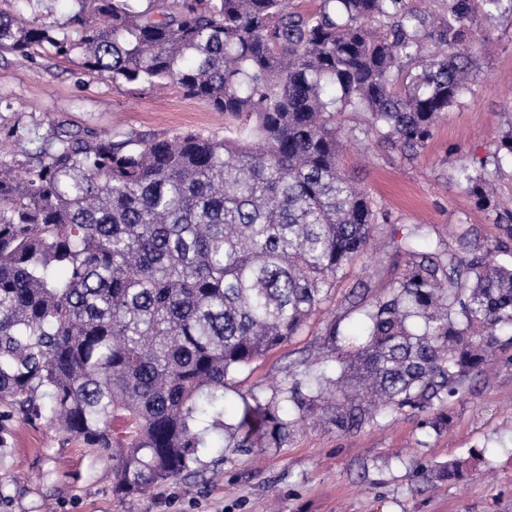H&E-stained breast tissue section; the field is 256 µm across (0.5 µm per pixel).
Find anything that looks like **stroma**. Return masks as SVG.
Instances as JSON below:
<instances>
[{"label":"stroma","instance_id":"obj_1","mask_svg":"<svg viewBox=\"0 0 512 512\" xmlns=\"http://www.w3.org/2000/svg\"><path fill=\"white\" fill-rule=\"evenodd\" d=\"M491 34L483 70L422 152L406 159L372 140L345 141L344 170L387 216L377 232L380 248L341 273L296 336L233 375L227 405L252 393L261 403L275 401L289 365L300 361L334 371L321 351L327 326L338 318L360 332L350 308L383 295L400 275L406 257L395 236L410 225H427L442 248L457 224L480 241L495 235V212L456 179L461 162L490 155L512 129V18L502 17ZM53 128L87 138H220L224 119L175 87L116 86L87 74L76 52L66 59L42 51L25 60L0 50V142L7 153L31 162ZM449 414L439 434L425 433L419 416L405 413L353 432L326 420L307 424L272 448H201L196 472L124 500L112 491L111 459L43 417L8 408L0 414V512H512V367H488ZM472 450L482 460L464 482L432 485L416 474L418 464H443Z\"/></svg>","mask_w":512,"mask_h":512}]
</instances>
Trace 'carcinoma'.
Returning <instances> with one entry per match:
<instances>
[{"label":"carcinoma","mask_w":512,"mask_h":512,"mask_svg":"<svg viewBox=\"0 0 512 512\" xmlns=\"http://www.w3.org/2000/svg\"><path fill=\"white\" fill-rule=\"evenodd\" d=\"M70 26L0 10V50H79L89 74L176 86L224 113V137L67 132L35 161L0 166V408L45 417L112 458L113 491L144 495L198 462L209 428L238 448L282 444L319 414L341 431L405 412L449 425L445 405L485 367L512 366V223L444 250L429 231L383 296L353 306L363 332L330 323L335 372L291 369L279 403L241 398L230 376L296 335L339 273L368 252L376 200L341 166L344 139L414 155L484 65L471 34L512 5L444 0H74ZM364 116L359 126L338 121ZM512 129L457 179L498 210ZM468 460L424 467L463 480Z\"/></svg>","instance_id":"1"}]
</instances>
